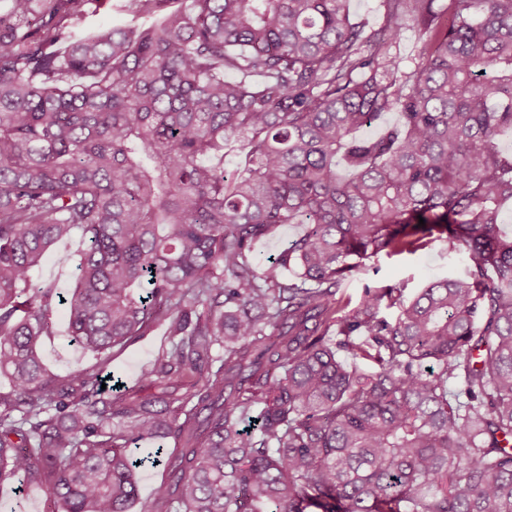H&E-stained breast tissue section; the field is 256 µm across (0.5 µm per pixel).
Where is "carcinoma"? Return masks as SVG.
<instances>
[{"label":"carcinoma","instance_id":"cac0c4a2","mask_svg":"<svg viewBox=\"0 0 512 512\" xmlns=\"http://www.w3.org/2000/svg\"><path fill=\"white\" fill-rule=\"evenodd\" d=\"M105 2L0 10V480L51 512H130L148 468L144 512H512V0H384L368 34L348 0H117L86 29ZM282 224L306 230L260 264ZM77 230L64 295L35 272ZM426 238L466 276L340 314ZM62 302L99 358L66 375L39 353ZM158 324L157 392L101 388ZM419 37V29L409 23L405 27L401 39L393 46L391 52L401 61L398 76L410 73L414 69ZM161 474L160 469H148L139 474V501L131 512H143V506L151 499L154 488L161 480Z\"/></svg>","mask_w":512,"mask_h":512}]
</instances>
